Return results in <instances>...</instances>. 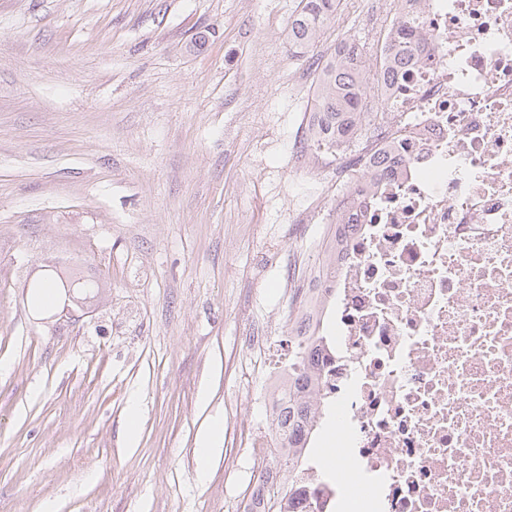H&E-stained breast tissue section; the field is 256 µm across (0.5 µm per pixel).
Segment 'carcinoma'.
I'll return each instance as SVG.
<instances>
[{
	"label": "carcinoma",
	"instance_id": "carcinoma-1",
	"mask_svg": "<svg viewBox=\"0 0 512 512\" xmlns=\"http://www.w3.org/2000/svg\"><path fill=\"white\" fill-rule=\"evenodd\" d=\"M300 12L288 20V50L304 57L315 51L324 27L336 13L338 0H301ZM397 40L395 63L411 59L417 46L394 32ZM318 81L307 128V142L317 149H333L343 137L359 130L365 122L367 90L373 85L372 67L365 45L342 41L337 50L317 66ZM310 358L307 348L288 347V378L277 389L280 414L274 426L277 447L306 448L316 419L323 415L319 405L306 397L303 369ZM295 497L293 485L278 488L266 498L255 497L258 512H284L282 503Z\"/></svg>",
	"mask_w": 512,
	"mask_h": 512
}]
</instances>
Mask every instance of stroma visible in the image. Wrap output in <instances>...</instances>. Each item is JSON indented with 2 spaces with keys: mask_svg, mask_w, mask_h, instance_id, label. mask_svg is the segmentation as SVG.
I'll return each instance as SVG.
<instances>
[{
  "mask_svg": "<svg viewBox=\"0 0 512 512\" xmlns=\"http://www.w3.org/2000/svg\"><path fill=\"white\" fill-rule=\"evenodd\" d=\"M360 2L319 54L370 39ZM300 5L0 0V512H236L275 463L257 339L292 335L336 193L301 145L317 71L288 50ZM317 195L323 223H299ZM49 267L100 288L33 308ZM242 425L264 447H240ZM224 424L216 419L209 429L202 435L200 448H198V477L203 479L208 472L209 458L212 446L221 438Z\"/></svg>",
  "mask_w": 512,
  "mask_h": 512,
  "instance_id": "1",
  "label": "stroma"
}]
</instances>
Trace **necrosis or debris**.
<instances>
[{
	"label": "necrosis or debris",
	"instance_id": "4bbe7bcc",
	"mask_svg": "<svg viewBox=\"0 0 512 512\" xmlns=\"http://www.w3.org/2000/svg\"><path fill=\"white\" fill-rule=\"evenodd\" d=\"M410 33L357 147L336 149L334 261L293 298L349 512H512V0H366ZM292 512L336 488L288 451Z\"/></svg>",
	"mask_w": 512,
	"mask_h": 512
}]
</instances>
